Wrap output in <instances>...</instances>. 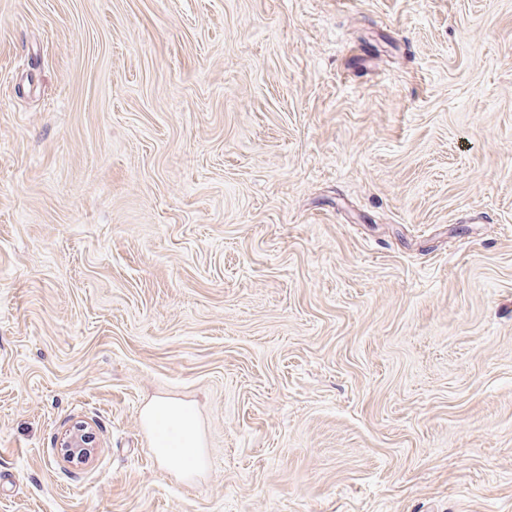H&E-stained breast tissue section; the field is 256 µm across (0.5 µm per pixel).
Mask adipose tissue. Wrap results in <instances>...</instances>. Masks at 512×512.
<instances>
[{"mask_svg":"<svg viewBox=\"0 0 512 512\" xmlns=\"http://www.w3.org/2000/svg\"><path fill=\"white\" fill-rule=\"evenodd\" d=\"M147 417L157 426L158 448L165 460H176L177 449L199 447L195 414L190 407L162 400L151 406Z\"/></svg>","mask_w":512,"mask_h":512,"instance_id":"1","label":"adipose tissue"}]
</instances>
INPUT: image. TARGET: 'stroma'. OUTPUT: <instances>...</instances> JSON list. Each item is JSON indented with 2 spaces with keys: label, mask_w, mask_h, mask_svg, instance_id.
<instances>
[{
  "label": "stroma",
  "mask_w": 512,
  "mask_h": 512,
  "mask_svg": "<svg viewBox=\"0 0 512 512\" xmlns=\"http://www.w3.org/2000/svg\"><path fill=\"white\" fill-rule=\"evenodd\" d=\"M0 512H512V0H0ZM147 419L157 424V448L167 462H184L174 452V448H199L195 414L190 407L164 400L157 401L148 410ZM94 436L89 427L78 423L67 428L60 439L61 458L73 465L85 464L94 448Z\"/></svg>",
  "instance_id": "1"
}]
</instances>
